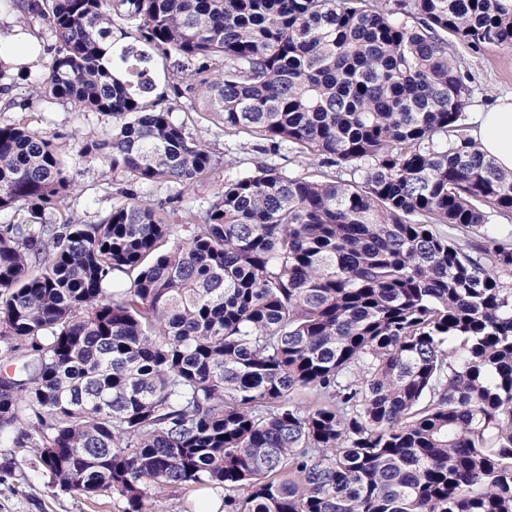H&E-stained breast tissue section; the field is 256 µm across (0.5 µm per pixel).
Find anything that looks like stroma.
Instances as JSON below:
<instances>
[{
  "label": "stroma",
  "mask_w": 512,
  "mask_h": 512,
  "mask_svg": "<svg viewBox=\"0 0 512 512\" xmlns=\"http://www.w3.org/2000/svg\"><path fill=\"white\" fill-rule=\"evenodd\" d=\"M448 51L468 76L470 100L465 109L466 123L476 113L499 99L512 100V49L487 47L473 51L458 40H450ZM50 60L42 54L30 73L15 75L7 92L16 105L22 104L34 128L58 138L68 154L69 168L75 180L71 196L57 209L47 212V223L61 224L79 220L96 223L111 207L119 179L108 166L92 161L82 152L86 141L111 128L112 120L93 112H81L70 103H47L37 97L34 88ZM176 121L186 122L190 132L212 143L224 153L226 163L197 182L184 200L209 203L216 199L229 171L250 172L258 158L252 149L225 138L216 125L194 112H174ZM27 449L0 447V512H122L125 503L118 498L89 499L74 493L54 491L46 480L26 464Z\"/></svg>",
  "instance_id": "35a3bbf8"
}]
</instances>
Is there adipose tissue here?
<instances>
[{
    "label": "adipose tissue",
    "mask_w": 512,
    "mask_h": 512,
    "mask_svg": "<svg viewBox=\"0 0 512 512\" xmlns=\"http://www.w3.org/2000/svg\"><path fill=\"white\" fill-rule=\"evenodd\" d=\"M473 137L480 151L503 171L512 172V102L500 101L476 116Z\"/></svg>",
    "instance_id": "ef3b65f1"
}]
</instances>
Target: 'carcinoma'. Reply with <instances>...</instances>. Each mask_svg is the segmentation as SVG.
Here are the masks:
<instances>
[{"instance_id":"obj_1","label":"carcinoma","mask_w":512,"mask_h":512,"mask_svg":"<svg viewBox=\"0 0 512 512\" xmlns=\"http://www.w3.org/2000/svg\"><path fill=\"white\" fill-rule=\"evenodd\" d=\"M0 6L50 31L39 96L112 117L86 150L126 179L99 223L49 224L63 150L0 123V212L28 213L0 225V447L124 512L189 487L224 512H512V238L489 227L512 172L467 135L448 53L511 48V5ZM198 102L318 169L261 164L205 209L143 200L215 166L172 117Z\"/></svg>"}]
</instances>
